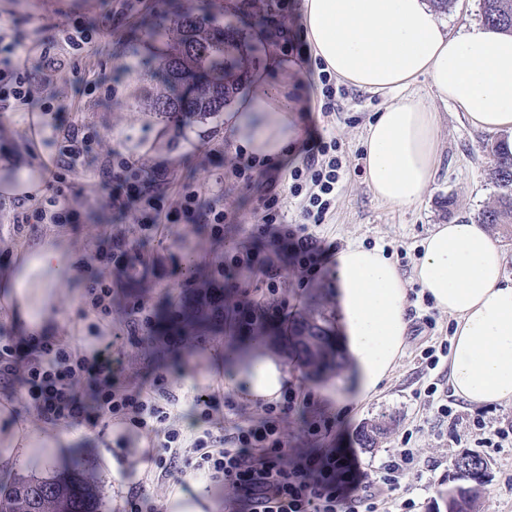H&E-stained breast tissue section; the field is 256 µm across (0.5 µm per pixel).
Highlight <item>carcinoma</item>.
<instances>
[{
    "instance_id": "1",
    "label": "carcinoma",
    "mask_w": 512,
    "mask_h": 512,
    "mask_svg": "<svg viewBox=\"0 0 512 512\" xmlns=\"http://www.w3.org/2000/svg\"><path fill=\"white\" fill-rule=\"evenodd\" d=\"M482 18L512 33V0H482ZM147 35L167 44L155 60L162 91L149 106L180 120L185 115L203 118L224 111V106L248 80L242 59L249 47L240 28L205 11H176L150 22ZM489 178L498 189L496 205L482 210L479 224H512V156L496 155ZM229 331L262 343L279 336L292 358L313 375L338 364L333 327L324 317L301 315L285 322L263 308L239 310L224 302V289L201 283L193 298L173 317H164L159 333L174 342H186L203 328ZM388 427L375 423L361 429L358 441L372 448ZM465 465H455L457 484L448 488V512H473L485 476V462L462 455ZM93 488L72 476L19 478L0 482V512H100Z\"/></svg>"
}]
</instances>
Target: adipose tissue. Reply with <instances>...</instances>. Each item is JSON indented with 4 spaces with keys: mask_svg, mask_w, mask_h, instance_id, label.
I'll list each match as a JSON object with an SVG mask.
<instances>
[{
    "mask_svg": "<svg viewBox=\"0 0 512 512\" xmlns=\"http://www.w3.org/2000/svg\"><path fill=\"white\" fill-rule=\"evenodd\" d=\"M303 22L313 56L330 73L392 102L370 121L366 183L380 201L420 203L439 163V116L409 88L429 79L438 98L480 130L502 134L499 150L512 154V35L470 25L450 32L428 0H304ZM281 69L269 56L256 93L225 114L238 145L278 167L300 136L292 102L266 83ZM415 276L435 305L456 321L448 355L453 393L470 403H512V279L505 255L485 225L461 215L436 225L422 242ZM85 271L56 236L26 245L0 276L6 300L30 335H49L61 318L59 290ZM340 315L338 343L348 358L346 386L364 397L375 391L400 355L407 329L406 282L378 249L350 245L336 255L332 285ZM234 384L251 401L278 399L288 373L278 350L239 359ZM66 431L41 434L0 428V462L15 456H53L70 444Z\"/></svg>",
    "mask_w": 512,
    "mask_h": 512,
    "instance_id": "1",
    "label": "adipose tissue"
}]
</instances>
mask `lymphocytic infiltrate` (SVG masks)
Here are the masks:
<instances>
[{
    "label": "lymphocytic infiltrate",
    "instance_id": "lymphocytic-infiltrate-1",
    "mask_svg": "<svg viewBox=\"0 0 512 512\" xmlns=\"http://www.w3.org/2000/svg\"><path fill=\"white\" fill-rule=\"evenodd\" d=\"M27 52L10 39L7 27H0V112L12 111L15 104L39 102L42 111H53V95L48 81H35L25 63ZM64 145L51 170L52 196L49 209L34 208L21 216L22 223L75 224L79 212L69 202L67 172L80 160L86 136L78 128L63 132ZM131 158L113 150L106 168V186L111 206L136 209L142 237L160 234L165 225L201 223L209 225L212 236L223 238L226 211L205 206L202 188L184 185L178 199L166 193L147 194L140 177L131 176ZM343 168L338 140L317 137L304 150L301 163L290 172L291 195H304L301 221L287 223L276 180L256 159L241 158L238 166L224 175L230 183L259 182L260 208L257 233L274 232L291 241L294 264L305 276L319 274L325 262L326 246L311 232L323 223L336 200ZM94 260L102 275L86 286V312L109 316L112 311V281L108 272L120 273L132 266L134 256L125 243L109 237L100 240ZM128 337L114 335L90 352L73 341L53 338L39 340L28 355L18 353L16 337L0 336V387H20L24 400L37 414L53 425L94 424L113 419L146 432L153 447L159 448L158 468L164 469L183 456L185 443L171 409L179 399L170 390L167 374L153 372L148 383L129 386L120 378ZM92 389L83 399L76 389L80 380ZM299 394L291 388L279 400L262 406V415L247 425H234L224 432L209 429L212 414L225 410L238 414L233 396H194L191 412L207 427L191 444L197 455L195 470L223 480L233 495L226 502L228 512H414V449L399 447L370 468H361L356 453L312 448L299 453L288 446L284 424L289 413L300 405Z\"/></svg>",
    "mask_w": 512,
    "mask_h": 512
}]
</instances>
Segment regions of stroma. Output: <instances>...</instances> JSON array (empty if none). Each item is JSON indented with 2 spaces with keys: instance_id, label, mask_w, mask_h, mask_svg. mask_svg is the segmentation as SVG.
I'll return each instance as SVG.
<instances>
[{
  "instance_id": "stroma-1",
  "label": "stroma",
  "mask_w": 512,
  "mask_h": 512,
  "mask_svg": "<svg viewBox=\"0 0 512 512\" xmlns=\"http://www.w3.org/2000/svg\"><path fill=\"white\" fill-rule=\"evenodd\" d=\"M60 0H0V20L10 23L11 36L30 48V69H37L43 49L65 56L66 49L57 38L74 19L95 31L80 61V72L71 66L59 67L50 75V89L58 109L43 122L41 136L30 130L32 106L16 105L14 111L0 112V183L20 168L42 173L41 161L57 156L60 131L77 127L93 132L77 166L70 172V199L81 214L77 224L62 225L68 245L91 256L100 239L123 238L136 253L134 268L112 277L114 302L112 326L119 331H133L134 340L126 350L124 376L138 382L165 368L172 391L178 397L212 385H223L225 393H233L229 377V354L244 346L236 336L201 333L191 344L172 346L160 353L154 337L156 321L183 300L195 285L189 269L197 267L209 273L224 257L251 250L257 260L277 258L282 269L276 287H268L267 276L248 283L225 276L220 285L224 295L240 302L274 303L288 314L312 308L327 319H335L336 306L330 298L336 274L335 262H327L314 278L304 277L292 265V248L285 240L257 237L253 234L255 209L260 193L257 187L239 184L223 197L224 206L239 209V221L224 227L223 238L212 237L205 224H178L162 236L142 239L134 210L118 212L109 207L108 191L100 175V165L113 148L134 159L135 171L145 180L148 192L165 191L175 195L183 184L213 185L216 178L237 163L239 154L234 132L223 117L194 120L186 124L174 122L147 107V100L160 84L150 61L157 43L145 40L143 22L186 7L203 8L221 17L231 14L247 34L265 30L258 40L260 60L277 53L272 30L284 29L296 39H304L299 10L278 15L267 9L268 0H140L128 16L115 18L116 0H89L82 16L61 9ZM94 83L92 94L78 90L80 80ZM340 111L323 114L319 109L300 116L309 137H336L345 152L346 167L336 196V203L323 224L313 232L325 243L345 248L354 244L377 248L397 266L407 281L409 321L403 351L393 364L377 393L368 399H326L325 390L343 392L344 376L331 373L311 377L295 361H287L291 386L313 395L311 414L336 416L335 432L322 438L308 436L297 417L288 420L287 436L291 447L353 448L361 464L385 456L396 448L405 431H412L418 470L423 473L413 492L415 512H448L447 492L452 486L456 458L476 453L477 431L464 425H437L436 409L416 399L417 389L431 383L422 372L421 353L428 343L452 336L453 318L427 304V296L414 276L422 257L421 243L434 225L445 224L454 216H477L493 205L498 190L488 173L495 161L496 134L474 128L452 105L440 100L426 79L413 87L414 95L431 106L440 117V162L435 181L423 201L411 208L391 206L377 200L365 181L363 135L376 112L388 103L386 97L373 94L351 84H344ZM22 209L18 197L0 194V270L13 268L20 244L42 239L51 224H21L17 218ZM144 302L153 318L152 324L131 329L129 305ZM378 421L390 424L388 434L374 448L359 447L357 435L362 426ZM74 440L67 455L43 462L31 458L16 459L10 466H0V480L14 475L34 474L50 477L60 472L76 471L94 485L102 512H128L129 494L149 496L166 501L172 486L194 492L197 474L185 463H177L167 473L150 467L138 474L131 460L133 448L139 447L142 434L136 429L126 432V447H117L106 421L70 427ZM114 457L127 480L126 491L116 490L105 463ZM488 469L473 512H512V447L487 455Z\"/></svg>"
}]
</instances>
